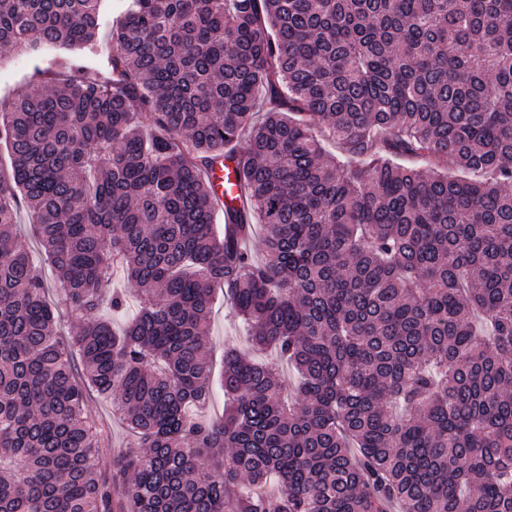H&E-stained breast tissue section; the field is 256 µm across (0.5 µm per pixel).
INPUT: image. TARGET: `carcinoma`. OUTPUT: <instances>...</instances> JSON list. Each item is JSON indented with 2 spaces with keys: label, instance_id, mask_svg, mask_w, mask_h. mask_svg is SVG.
I'll return each instance as SVG.
<instances>
[{
  "label": "carcinoma",
  "instance_id": "obj_1",
  "mask_svg": "<svg viewBox=\"0 0 512 512\" xmlns=\"http://www.w3.org/2000/svg\"><path fill=\"white\" fill-rule=\"evenodd\" d=\"M104 2L0 0L44 63L0 114V512H512V0H124L103 55ZM217 288L294 399L228 348L191 412ZM215 194L220 200L229 199L236 192L235 177L231 169L224 170L223 165L216 164L208 173ZM16 236L18 244L30 250H36L38 243L31 220L28 216L26 208L21 204L18 209V225L16 228ZM114 287L125 290V306L122 311L113 313L111 312L108 301L105 299L101 305V314L107 317H112L115 327L121 328L138 309V304L135 299L136 290H134L136 287L130 282L124 281L119 273L114 276ZM87 411L105 429L109 438V451L107 457L112 458V453L125 448L127 432L125 426L117 417L112 415V402L109 398L98 395L96 392L90 394L87 403Z\"/></svg>",
  "mask_w": 512,
  "mask_h": 512
}]
</instances>
